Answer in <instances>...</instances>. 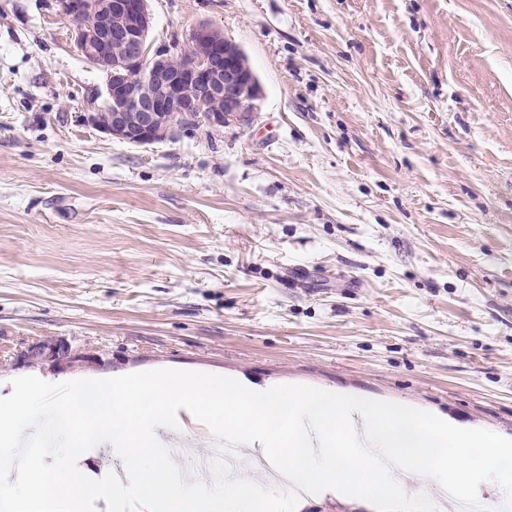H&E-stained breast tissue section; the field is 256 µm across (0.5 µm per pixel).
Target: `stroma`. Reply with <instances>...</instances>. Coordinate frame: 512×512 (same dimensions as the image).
Listing matches in <instances>:
<instances>
[{
    "label": "stroma",
    "instance_id": "35a3bbf8",
    "mask_svg": "<svg viewBox=\"0 0 512 512\" xmlns=\"http://www.w3.org/2000/svg\"><path fill=\"white\" fill-rule=\"evenodd\" d=\"M245 53L251 126L146 146L56 0H0V397L153 369L425 407L512 438V0H149ZM66 341L64 368L24 361Z\"/></svg>",
    "mask_w": 512,
    "mask_h": 512
}]
</instances>
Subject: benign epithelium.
I'll return each instance as SVG.
<instances>
[{
  "instance_id": "obj_1",
  "label": "benign epithelium",
  "mask_w": 512,
  "mask_h": 512,
  "mask_svg": "<svg viewBox=\"0 0 512 512\" xmlns=\"http://www.w3.org/2000/svg\"><path fill=\"white\" fill-rule=\"evenodd\" d=\"M60 15H81L73 31L83 59L106 76L101 105L87 115L102 133L133 145L175 141L189 129L247 126L262 87L244 52L220 29L200 22L188 33L187 58L171 64V48L148 36V0H57ZM70 354L60 342L42 343L25 358L57 362Z\"/></svg>"
}]
</instances>
